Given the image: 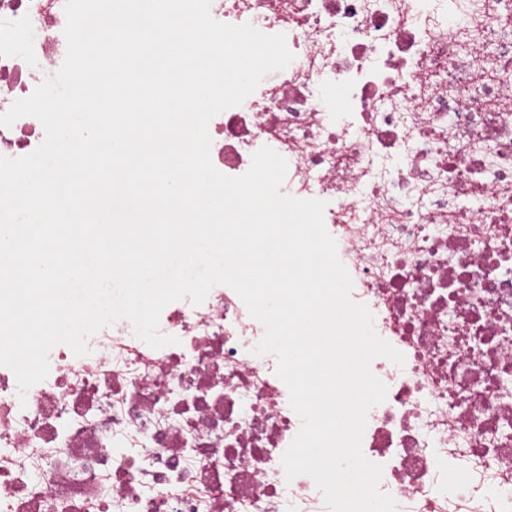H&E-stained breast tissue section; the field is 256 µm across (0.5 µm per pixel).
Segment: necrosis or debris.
Masks as SVG:
<instances>
[{
  "label": "necrosis or debris",
  "instance_id": "necrosis-or-debris-1",
  "mask_svg": "<svg viewBox=\"0 0 512 512\" xmlns=\"http://www.w3.org/2000/svg\"><path fill=\"white\" fill-rule=\"evenodd\" d=\"M65 0H0V114L66 55ZM212 17L282 34L294 61L208 125L239 176L267 146L282 193L325 201L354 302L403 365L367 416L364 455L397 512H512V0H212ZM0 125V155L44 140ZM153 348L122 319L63 344L18 397L0 366V512H329L286 480L301 427L265 329L213 287L161 312ZM482 484L453 497L448 477Z\"/></svg>",
  "mask_w": 512,
  "mask_h": 512
}]
</instances>
